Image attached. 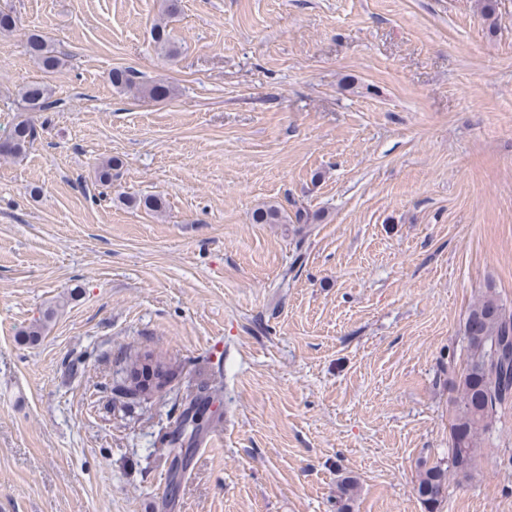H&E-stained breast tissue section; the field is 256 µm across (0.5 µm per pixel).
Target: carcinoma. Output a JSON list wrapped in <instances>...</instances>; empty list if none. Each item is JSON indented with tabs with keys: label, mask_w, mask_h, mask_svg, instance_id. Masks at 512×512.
<instances>
[{
	"label": "carcinoma",
	"mask_w": 512,
	"mask_h": 512,
	"mask_svg": "<svg viewBox=\"0 0 512 512\" xmlns=\"http://www.w3.org/2000/svg\"><path fill=\"white\" fill-rule=\"evenodd\" d=\"M152 39L169 57L175 49L171 44L167 24L154 25ZM31 56L47 73L64 65V59L40 34L28 37ZM112 86L120 90L136 88L150 98H165L170 88L164 84H140L127 69L116 68L110 76ZM18 96L28 112H44L52 105V89L44 83H31L18 90ZM38 132L27 119L17 121L0 139V154L19 156L36 139ZM257 224H285L287 219L276 205H264L253 212ZM466 359L458 366L455 352H448V359L441 361L438 377L448 387L449 444L448 459L421 470L415 491L427 512H441L448 497V479L451 476H470L477 457L482 452L481 434L490 430L503 407L512 403V311L492 290L472 303L465 314L462 328ZM150 351L135 356L129 365L128 392L133 395L146 393L141 380L145 375ZM213 392L206 388L194 397L180 414L175 428L163 438V444L175 452L174 462L182 463L193 445L204 432L208 411L207 401Z\"/></svg>",
	"instance_id": "obj_1"
}]
</instances>
